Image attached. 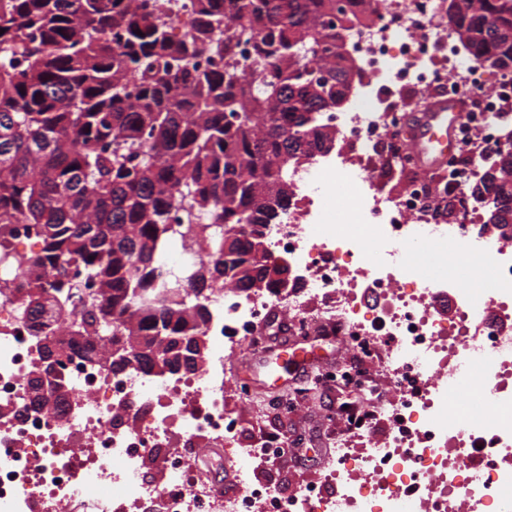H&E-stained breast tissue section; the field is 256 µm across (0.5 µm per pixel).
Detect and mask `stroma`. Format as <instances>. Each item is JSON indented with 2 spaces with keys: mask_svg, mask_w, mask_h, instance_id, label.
I'll use <instances>...</instances> for the list:
<instances>
[{
  "mask_svg": "<svg viewBox=\"0 0 512 512\" xmlns=\"http://www.w3.org/2000/svg\"><path fill=\"white\" fill-rule=\"evenodd\" d=\"M262 348L269 352L289 349L314 351L304 366L289 365L281 378L265 374L261 360L247 361L246 350L228 354L224 363V394L229 412L238 416L241 430L233 444L203 448L196 441L184 444L187 456L209 465V481L219 498L239 495L243 487L237 473L242 463L238 451L260 441L262 435L277 434L289 447L302 449L304 466L278 458L266 463H247L258 486L273 484L291 493L305 485L320 486L325 495L336 493L327 477V465L335 457L336 403L340 389L321 374L349 361L338 337L322 333L297 336L290 332L286 318L260 332Z\"/></svg>",
  "mask_w": 512,
  "mask_h": 512,
  "instance_id": "35a3bbf8",
  "label": "stroma"
}]
</instances>
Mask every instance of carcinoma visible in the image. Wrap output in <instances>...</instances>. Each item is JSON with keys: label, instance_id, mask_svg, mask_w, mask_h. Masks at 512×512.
Listing matches in <instances>:
<instances>
[{"label": "carcinoma", "instance_id": "cac0c4a2", "mask_svg": "<svg viewBox=\"0 0 512 512\" xmlns=\"http://www.w3.org/2000/svg\"><path fill=\"white\" fill-rule=\"evenodd\" d=\"M374 7L201 0L177 35L165 0H0V262L41 269L22 313L92 288L70 345L106 340L88 360L151 373L205 335L214 288L282 286L258 226L288 209L291 168L320 154L323 113L360 76L336 48ZM447 19L472 61L512 71V0H448ZM473 191L512 221L511 180L483 172ZM18 224L40 252L13 251ZM173 241L208 261L164 275ZM37 348L43 368L69 356L55 336Z\"/></svg>", "mask_w": 512, "mask_h": 512}]
</instances>
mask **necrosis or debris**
Returning <instances> with one entry per match:
<instances>
[{"label":"necrosis or debris","instance_id":"4bbe7bcc","mask_svg":"<svg viewBox=\"0 0 512 512\" xmlns=\"http://www.w3.org/2000/svg\"><path fill=\"white\" fill-rule=\"evenodd\" d=\"M446 0H379L370 23L353 26L349 48L367 76L391 86L436 87L476 104L458 128L461 153L439 178L458 193L457 213L446 221L426 209L434 183L410 176L399 159L383 156L401 104L378 109L372 95L355 98L325 122L350 142L357 163L320 157L293 177L286 214L264 229L273 257L300 275L301 290L233 287L216 290L207 333L214 349L195 374L181 381L142 372L112 374L68 357L59 370L64 395L31 406L26 385L39 367L33 322L18 318L25 281L18 265L0 266V512H128L150 502L151 512H448L449 497L466 512H512V251L475 231L465 193L484 148L502 135L500 114L512 102V74L489 81L438 19ZM382 158L397 190L376 186L370 162ZM424 243L439 264L422 269L402 244ZM475 267L449 263L457 251ZM367 283L387 307L363 310L352 292ZM447 292L457 315L448 322L427 308L433 292ZM287 308L288 323L309 335L336 326L363 368L336 370V381L370 389L376 362L393 369L387 406L349 401L350 424L330 473L334 496L309 485L291 495L255 487L242 469L244 490L218 501L181 439L233 440L237 417L224 407V352L248 343L273 308ZM480 375L482 389L465 406L454 397L464 372ZM387 434L372 441L376 424ZM366 446L352 453L348 441ZM459 457L448 461V441ZM155 461L163 478L138 475Z\"/></svg>","mask_w":512,"mask_h":512}]
</instances>
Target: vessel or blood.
<instances>
[{"label":"vessel or blood","instance_id":"1","mask_svg":"<svg viewBox=\"0 0 512 512\" xmlns=\"http://www.w3.org/2000/svg\"><path fill=\"white\" fill-rule=\"evenodd\" d=\"M461 110L458 100L436 95L409 120L406 129L409 150L422 169H440L456 151Z\"/></svg>","mask_w":512,"mask_h":512}]
</instances>
